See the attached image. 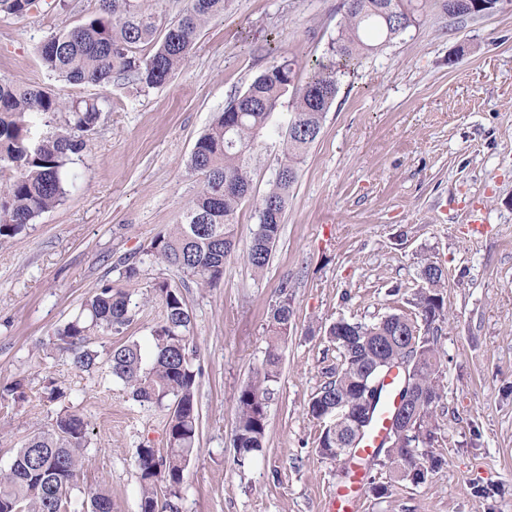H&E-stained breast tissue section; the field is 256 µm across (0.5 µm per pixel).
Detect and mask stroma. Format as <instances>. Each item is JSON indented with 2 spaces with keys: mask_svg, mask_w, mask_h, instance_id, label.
<instances>
[{
  "mask_svg": "<svg viewBox=\"0 0 512 512\" xmlns=\"http://www.w3.org/2000/svg\"><path fill=\"white\" fill-rule=\"evenodd\" d=\"M98 5L0 21V78L67 98L112 102L68 167L65 201L20 234L0 240V391L22 382L25 398L0 405V468L50 429L64 409L90 423L81 485L104 488L116 512H138L136 450L165 447L166 415L140 405L109 369L78 371L54 343L56 328L106 282L120 259L143 260L179 285L193 320L200 447L181 486L180 512H329L349 477L316 451L312 397L341 360L324 333L339 319L372 322L407 312L424 260L447 274L438 332L445 458L427 483L369 466L358 512H512V0L493 14L423 19L346 75L298 178L268 267L254 275L229 260L215 286L146 263L145 250L179 223L202 178L187 161L215 113L284 56L298 73L322 57L343 20L342 0H233L202 30L187 65L162 87L129 80L101 87L58 81L36 48ZM277 54H269V44ZM278 168L275 146L254 164L253 191L238 217L247 245L256 210ZM289 283L293 329L267 407L264 449L234 463V398L264 358L269 313ZM153 303L120 334L94 336L105 352L128 339L150 348ZM55 382L64 395L48 401ZM385 485V495L373 488Z\"/></svg>",
  "mask_w": 512,
  "mask_h": 512,
  "instance_id": "obj_1",
  "label": "stroma"
}]
</instances>
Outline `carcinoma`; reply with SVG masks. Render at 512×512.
Segmentation results:
<instances>
[{"label":"carcinoma","mask_w":512,"mask_h":512,"mask_svg":"<svg viewBox=\"0 0 512 512\" xmlns=\"http://www.w3.org/2000/svg\"><path fill=\"white\" fill-rule=\"evenodd\" d=\"M98 8L74 27L55 32L38 49L43 66L68 84H112L131 77L142 87L159 88L189 59L205 25L224 16L232 0H189L174 19H167L148 0H98ZM429 0H343L344 21L327 53L315 60L307 80L296 85V63L288 58L257 75L247 89L230 99L195 142L189 168L203 176V185L184 212L181 223L155 237L146 249L151 263L173 268L200 286L224 277L226 262L236 253L237 214L253 190L252 162L260 134L274 129L281 159L258 207L256 229L242 259L254 274L264 272L279 239L283 215L298 177V164L320 134L324 115L339 93L343 76L362 59L391 42L424 14ZM443 14L471 17L485 0H437ZM65 11L68 0H0V19L22 18L42 8ZM293 93L285 123L277 114L282 99ZM108 100H66L51 92L0 79V239L13 237L34 219L60 205L67 196V167L94 133ZM63 115L51 135L36 133L34 118ZM119 278L141 279L138 262L119 264ZM413 293L415 313H390L376 322L338 320L326 329L341 364L311 399L308 411L322 423L317 449L330 460L341 443L354 440L351 425L332 412L361 407L366 383L381 365L402 357L399 332L416 327L412 386L420 403L403 437H392L386 455L395 477L416 486L445 465L427 449L438 443V323L445 319L442 289L446 273L425 261ZM162 307L151 328L152 354L126 340L101 359L88 347V337L120 333L150 302ZM294 309L288 284L270 312V329L262 364L235 398L234 463L244 467L262 451L267 404L280 378L281 344L288 338ZM192 317L181 290L157 277L139 298L104 283L81 304L79 312L57 329L58 345L71 351L74 366L88 374L108 366L132 399L166 411V448H137L140 478L139 512H179L177 500L184 473L200 444L201 416L196 399L197 377L190 349ZM90 444L89 422L77 411L60 413L52 427L33 435L18 449L8 469L0 471V512H70L74 491L84 494L88 512H113L112 497L97 488H81L80 472Z\"/></svg>","instance_id":"carcinoma-1"}]
</instances>
